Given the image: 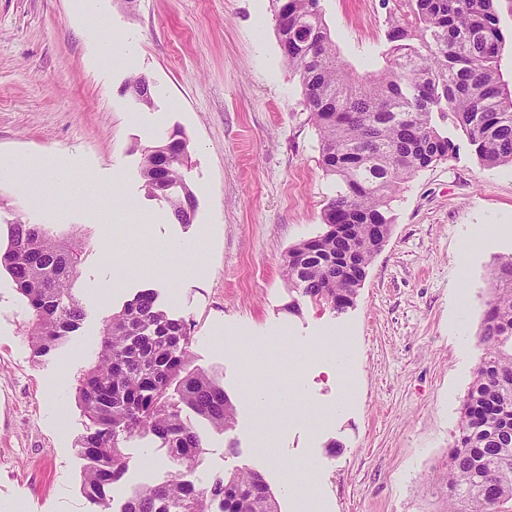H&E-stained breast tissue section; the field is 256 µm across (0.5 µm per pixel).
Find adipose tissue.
<instances>
[{
  "instance_id": "obj_1",
  "label": "adipose tissue",
  "mask_w": 512,
  "mask_h": 512,
  "mask_svg": "<svg viewBox=\"0 0 512 512\" xmlns=\"http://www.w3.org/2000/svg\"><path fill=\"white\" fill-rule=\"evenodd\" d=\"M32 169L39 172L47 186L56 190L66 189L73 171L70 163L57 158L55 154H25L1 163L0 176L18 183L23 174ZM300 390L301 381L297 378L273 387L262 382L246 381L244 391L255 411V443L260 456L270 458L275 453L272 427L298 417Z\"/></svg>"
}]
</instances>
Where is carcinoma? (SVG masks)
Instances as JSON below:
<instances>
[{"label": "carcinoma", "mask_w": 512, "mask_h": 512, "mask_svg": "<svg viewBox=\"0 0 512 512\" xmlns=\"http://www.w3.org/2000/svg\"><path fill=\"white\" fill-rule=\"evenodd\" d=\"M280 46L303 88V107L320 136V163L336 193L323 209L327 230L288 250V287L344 311L354 304L372 259L391 232L390 202L417 171L446 159L456 145L434 115L466 132L483 166H512V91L501 78L506 37L499 0H403L389 20L384 67L359 75L341 59L320 0H272ZM187 142L176 131L143 153L148 196L169 203L181 224L196 200L181 176ZM347 224L343 234L336 225ZM350 255L353 265L336 264ZM84 255L77 234L61 237L45 224L8 225L0 269L26 301L24 332L37 357L57 350L86 311L73 294ZM492 288L480 332L486 356L475 370L438 477L446 512H497L512 501V256L490 269ZM189 337L153 288L139 291L105 320L95 362L78 379L89 421L80 441L88 460L83 490L96 512H280L257 470L216 477L207 487L186 480L203 437L192 412L221 432L233 429L235 407L213 377L185 372ZM178 381V401L167 391ZM134 432L163 441L175 476L141 484L112 508V485L128 470L124 438Z\"/></svg>", "instance_id": "1"}]
</instances>
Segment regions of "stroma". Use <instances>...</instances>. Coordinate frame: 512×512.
<instances>
[{
    "label": "stroma",
    "mask_w": 512,
    "mask_h": 512,
    "mask_svg": "<svg viewBox=\"0 0 512 512\" xmlns=\"http://www.w3.org/2000/svg\"><path fill=\"white\" fill-rule=\"evenodd\" d=\"M342 57L358 72L379 69V45L399 0H322ZM94 20L132 47L95 57L75 0H0V162L54 152L74 167L65 192L30 202L0 179V245L21 217L59 233L79 230L88 247L75 284L81 329L56 351L33 357L22 336L24 303L0 273V512H92L78 444L88 421L77 378L93 360L105 319L137 291L160 302L189 332L190 366L213 376L236 408L232 431H204L196 471L203 482L259 470L281 512H298L282 488L292 472L313 512H443L437 478L482 356L489 269L512 254V167H483L463 130L442 122L457 147L418 171L391 203L394 223L352 307L299 298L284 257L324 232L334 181L319 164V135L302 87L280 49L270 0H94ZM146 77L151 104L137 102L132 76ZM182 131V170L196 199L190 224H143L118 211L147 197L146 147ZM120 185H113L114 174ZM100 213L89 223L86 205ZM198 243L195 276L144 277L146 261L176 264L173 241ZM127 254L124 275L98 262L103 242ZM349 337L353 367L336 377L299 349L335 332ZM271 349L268 384L300 374L305 405L273 434L276 461L253 451V411L244 390L248 346ZM344 402V411L328 409ZM128 471L113 487L168 480L160 440L132 435ZM314 469H302L306 460Z\"/></svg>",
    "instance_id": "stroma-1"
}]
</instances>
